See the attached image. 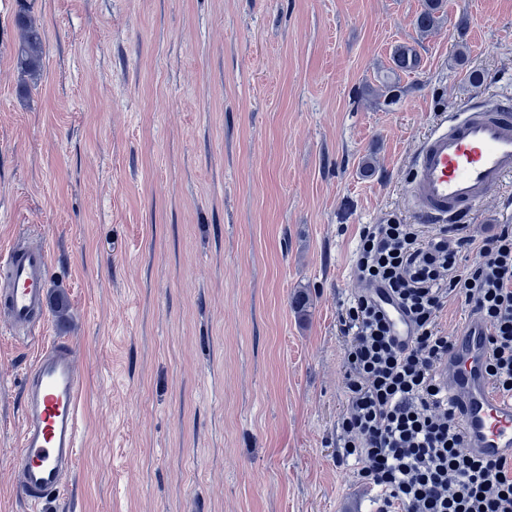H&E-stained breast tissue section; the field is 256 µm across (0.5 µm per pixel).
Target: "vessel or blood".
Wrapping results in <instances>:
<instances>
[{"mask_svg":"<svg viewBox=\"0 0 512 512\" xmlns=\"http://www.w3.org/2000/svg\"><path fill=\"white\" fill-rule=\"evenodd\" d=\"M496 110L470 109L441 122L418 149L407 196L429 224H459L512 178V96ZM49 257L44 248L16 242L0 256V323L26 338L47 311ZM490 353L481 317L467 318L453 337L438 378L459 412L468 452L485 459L512 457V399L492 392L485 372ZM82 358L68 342L44 346L25 380L21 456L15 488L37 505L59 495L75 474Z\"/></svg>","mask_w":512,"mask_h":512,"instance_id":"1","label":"vessel or blood"}]
</instances>
